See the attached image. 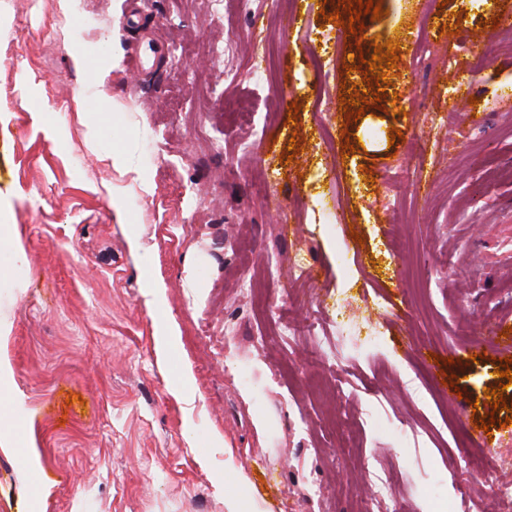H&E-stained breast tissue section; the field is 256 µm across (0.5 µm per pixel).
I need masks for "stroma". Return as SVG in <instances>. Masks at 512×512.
<instances>
[{
	"label": "stroma",
	"mask_w": 512,
	"mask_h": 512,
	"mask_svg": "<svg viewBox=\"0 0 512 512\" xmlns=\"http://www.w3.org/2000/svg\"><path fill=\"white\" fill-rule=\"evenodd\" d=\"M380 2L332 60L350 100L331 117L333 164L358 189L339 196L345 222L331 230L313 215L314 193L336 187L309 186L311 99L282 110L248 80L261 33L278 45L282 90L304 75L310 46L286 30L287 0H256L252 26L236 0L220 18L211 0H0V208L27 254L12 262L0 241V416L16 431L0 447V512H227L234 484L261 512H448L446 485L470 481L476 441L512 446L493 344L512 331V273L492 260L512 250V111L494 98L512 78V38L491 28V4L481 19L462 0ZM438 16L434 60L414 71L400 56L382 108L362 104L375 47ZM145 30L165 53L136 70ZM231 34L230 73L211 49ZM474 42L489 59L475 98H449ZM256 114L264 138L244 157L236 143L254 137ZM118 148L129 170L113 165ZM397 167L420 196L392 199ZM267 168L281 172L268 199L255 182ZM299 250L302 277L287 263ZM349 272L345 312L381 341L356 342L340 390L321 346L280 336L245 284L267 281L284 318L330 333ZM158 282L164 298L149 303ZM170 325L178 339L158 353ZM493 388L505 408L484 401ZM354 410L362 427L345 423ZM379 474L391 496L378 497Z\"/></svg>",
	"instance_id": "obj_1"
}]
</instances>
